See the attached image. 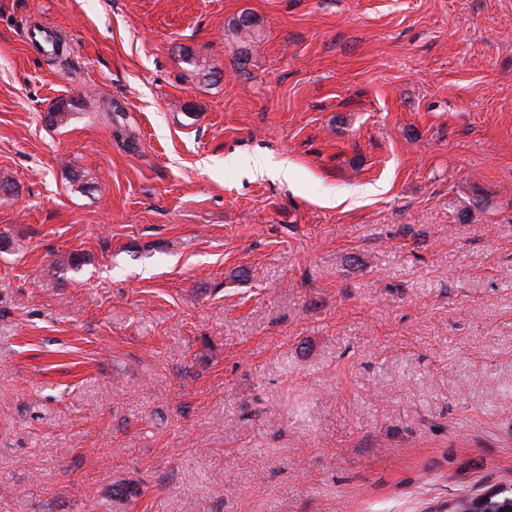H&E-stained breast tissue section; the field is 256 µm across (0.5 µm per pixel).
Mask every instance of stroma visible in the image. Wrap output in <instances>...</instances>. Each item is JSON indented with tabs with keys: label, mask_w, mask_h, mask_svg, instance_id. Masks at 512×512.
<instances>
[{
	"label": "stroma",
	"mask_w": 512,
	"mask_h": 512,
	"mask_svg": "<svg viewBox=\"0 0 512 512\" xmlns=\"http://www.w3.org/2000/svg\"><path fill=\"white\" fill-rule=\"evenodd\" d=\"M0 238V512L512 489V0H0ZM231 32L233 34L234 39L244 48L239 50V61L242 63L243 60L247 59V46L251 45V43L256 39L257 34V25L255 20L247 14L241 15L238 20H236L231 25Z\"/></svg>",
	"instance_id": "obj_1"
}]
</instances>
